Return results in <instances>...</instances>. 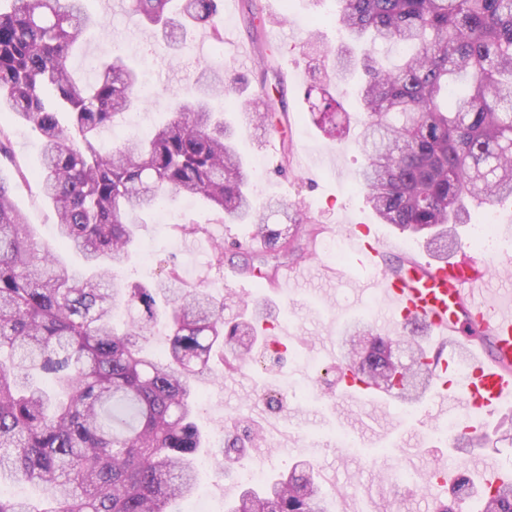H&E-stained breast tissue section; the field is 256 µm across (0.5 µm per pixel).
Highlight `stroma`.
Wrapping results in <instances>:
<instances>
[{
  "label": "stroma",
  "instance_id": "stroma-1",
  "mask_svg": "<svg viewBox=\"0 0 512 512\" xmlns=\"http://www.w3.org/2000/svg\"><path fill=\"white\" fill-rule=\"evenodd\" d=\"M253 2L261 11H279L278 24L265 20L251 28ZM337 10L336 0H224L213 26L190 29L182 55L170 57L153 28L114 8L113 0H91V11L106 22L108 35H86L72 67L78 78L89 79L99 59L112 54L138 67L148 79L147 109L140 111L137 125L124 121L105 130L101 138L108 146L169 120L172 92L187 90L200 67L239 77L244 96L265 93L285 110L266 128L242 131L237 138L240 154L257 168L256 204L278 199L297 207L326 226L333 240L347 239L356 225L368 224L374 226L386 257L430 261L421 241L378 223L358 185L365 163L359 138L364 118L360 75L336 85L335 95L350 117L342 141L311 119L304 93L320 75L303 45L316 35L333 52L347 48L336 23ZM215 27L223 32V43L213 41ZM0 124L10 130L11 152L27 174L19 179L12 164L0 162V177L9 181L13 201L27 223L40 237L49 238L57 216L34 179L40 169L39 138L13 113L1 112ZM271 136L290 151L285 171H278L270 156ZM470 211V224L460 229L461 255L489 265L496 284L512 279V230L500 231L494 249L476 246L473 240L480 235L485 210L474 205ZM192 224L204 225L206 234L183 233V226ZM228 234L244 244L251 230L246 224L225 225L221 214L204 201L176 200L165 214L141 226L139 248L118 271L120 279L147 282L177 267L188 286L226 300L225 318L252 314L256 305H263L269 324L260 327V334L285 344L281 354L255 348L249 364L235 373L225 372L223 362H216L220 375L201 387L197 402L196 421L203 436L231 439L256 432L245 460L266 463L271 477L287 472L297 460H316L329 512H432L426 486L430 474L443 468L458 475L491 462L512 476V444L502 442L497 450L470 456L434 435V427L446 422L447 414L429 416L398 401L379 407L344 397L338 372L342 359L328 357L326 345L340 344L344 329L359 321L382 336L401 332L400 326L387 324L386 304L378 294L362 290L369 269L353 250L339 257L312 255L302 263L305 279L284 287L254 288L253 301L246 304L238 294L243 280L240 260L225 259L220 268L213 260V244Z\"/></svg>",
  "mask_w": 512,
  "mask_h": 512
}]
</instances>
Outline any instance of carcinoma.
Here are the masks:
<instances>
[{
	"instance_id": "cac0c4a2",
	"label": "carcinoma",
	"mask_w": 512,
	"mask_h": 512,
	"mask_svg": "<svg viewBox=\"0 0 512 512\" xmlns=\"http://www.w3.org/2000/svg\"><path fill=\"white\" fill-rule=\"evenodd\" d=\"M338 23L351 43L367 44L336 58L344 78L362 67L360 133L368 148L359 182L376 217L423 240L438 259L460 247L458 227L470 222L468 202L512 200V0H339ZM223 0H129L137 16L169 38L206 25ZM106 35L85 0L0 3V112L29 125L43 144L42 195L57 211V245L79 253L88 274L68 272L56 245L41 243L0 177V479L46 489L36 502L0 497V512H173L195 492L194 460L203 444L193 396L213 375L221 351L229 367L250 359L253 327L244 316L224 320V303L190 288L174 271L154 283L102 286L124 265L139 224L177 195L208 201L224 223L250 222L263 242L241 244L242 269L270 282L282 267L313 254L324 228L270 201L250 202L254 172L236 149L240 124H266L267 98L245 103L220 70L204 69L189 92L173 93L172 119L141 139L107 149L101 134L125 113L148 103L138 70L104 58L96 78L79 83L70 66L89 29ZM406 46L386 68L376 46ZM470 77V93L444 102L450 77ZM311 102L315 125L332 137L349 117L321 82ZM223 111L212 110L214 96ZM283 214L289 224L269 223ZM136 311L123 331L114 310ZM164 321L168 352H145L141 340ZM356 323L344 340L341 373L411 399L430 380L429 351L400 336L370 341ZM512 440V413L491 431L461 433V448H483L490 435ZM239 439L213 458L240 459ZM319 470L300 461L259 488L245 487L225 512H325ZM459 477L434 512H456L476 498L478 512H512V485L475 496Z\"/></svg>"
}]
</instances>
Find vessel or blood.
<instances>
[{"mask_svg":"<svg viewBox=\"0 0 512 512\" xmlns=\"http://www.w3.org/2000/svg\"><path fill=\"white\" fill-rule=\"evenodd\" d=\"M355 249L364 254L372 275L364 289L379 292L387 301L391 319L405 322L413 319L423 323L432 336L448 334V324L460 298H468L473 321L494 338L492 354H472L466 373L458 374L453 383L442 382L441 377L455 364L454 356L434 357L433 374L439 386L427 399L424 408L454 406L468 418L492 415L512 402V310L475 299L476 291L487 284L488 271L475 269L465 260L440 261L435 264H411L405 276L389 277L381 268L384 254L379 239L372 237L368 226H361L355 239ZM455 390L456 400H449L448 390ZM347 395L369 403H387L388 392L372 386L351 374L345 380Z\"/></svg>","mask_w":512,"mask_h":512,"instance_id":"b4317fda","label":"vessel or blood"}]
</instances>
